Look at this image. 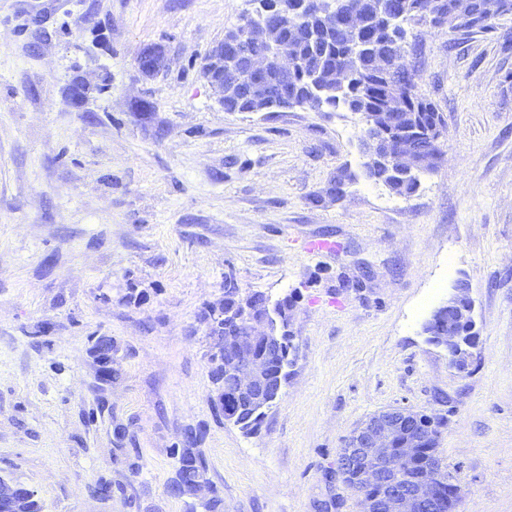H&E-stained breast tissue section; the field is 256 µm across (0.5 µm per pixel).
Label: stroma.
I'll return each instance as SVG.
<instances>
[{
    "mask_svg": "<svg viewBox=\"0 0 512 512\" xmlns=\"http://www.w3.org/2000/svg\"><path fill=\"white\" fill-rule=\"evenodd\" d=\"M254 14L0 0V475L44 512H187L167 486L199 429L223 512H361L338 450L405 407L444 418L458 512H512V14L489 32L409 28L416 90L446 127L407 198L361 177L358 115L218 103L204 58ZM153 44L166 67L146 77ZM342 168L356 180L325 199ZM229 278L296 300L295 364L250 436L215 417L200 320ZM461 279L479 336L464 372L423 331ZM40 322L49 335H31ZM94 334L118 348L102 392Z\"/></svg>",
    "mask_w": 512,
    "mask_h": 512,
    "instance_id": "35a3bbf8",
    "label": "stroma"
}]
</instances>
